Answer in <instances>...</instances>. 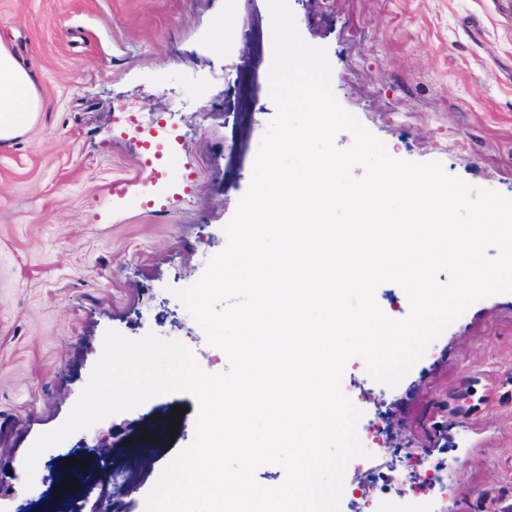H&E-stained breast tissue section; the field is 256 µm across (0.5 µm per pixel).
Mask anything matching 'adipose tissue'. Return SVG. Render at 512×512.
Here are the masks:
<instances>
[{
    "mask_svg": "<svg viewBox=\"0 0 512 512\" xmlns=\"http://www.w3.org/2000/svg\"><path fill=\"white\" fill-rule=\"evenodd\" d=\"M39 110L35 71L0 44V149L11 147L36 123Z\"/></svg>",
    "mask_w": 512,
    "mask_h": 512,
    "instance_id": "obj_1",
    "label": "adipose tissue"
}]
</instances>
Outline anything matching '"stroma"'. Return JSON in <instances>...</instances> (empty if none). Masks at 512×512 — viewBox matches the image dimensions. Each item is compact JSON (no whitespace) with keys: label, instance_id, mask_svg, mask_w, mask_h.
<instances>
[{"label":"stroma","instance_id":"obj_1","mask_svg":"<svg viewBox=\"0 0 512 512\" xmlns=\"http://www.w3.org/2000/svg\"><path fill=\"white\" fill-rule=\"evenodd\" d=\"M303 38L326 47L339 104L397 159L512 198V8L503 0H289ZM227 32L217 38L216 23ZM266 0H0V42L38 74L41 110L0 150V459L12 468L0 512H146L163 468L195 437L190 393L154 397L23 461L67 418L106 330L178 340L209 373L226 354L174 296L224 249L276 114ZM116 180L132 181L125 198ZM474 389L471 411L455 393ZM362 412L369 455L351 459L338 512H358L369 470L406 483L444 464L429 495L388 512H484L512 503V292L473 303L397 387L362 358L341 381ZM152 431L154 442L142 431ZM107 439L124 482L84 465ZM68 457L77 458L65 466ZM77 492L59 489L61 477Z\"/></svg>","mask_w":512,"mask_h":512}]
</instances>
